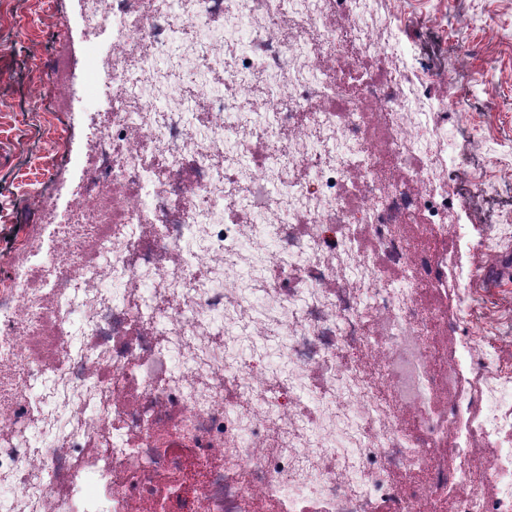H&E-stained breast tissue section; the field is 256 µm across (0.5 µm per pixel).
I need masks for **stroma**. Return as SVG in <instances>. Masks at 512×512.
<instances>
[{
  "label": "stroma",
  "instance_id": "obj_1",
  "mask_svg": "<svg viewBox=\"0 0 512 512\" xmlns=\"http://www.w3.org/2000/svg\"><path fill=\"white\" fill-rule=\"evenodd\" d=\"M387 18L448 133V197L472 236L485 235L512 211V0H389ZM76 49L71 109L53 112L32 93L59 37ZM112 27L88 35L80 0H0V281L13 276L14 245L22 233L49 241L54 227L40 221L38 193L55 190L66 220L86 174L88 128L101 119L112 90L88 74L91 56L105 54ZM484 175L501 187L487 196ZM512 242L492 252L460 243L451 265L470 278L427 291L425 305L447 315L469 305L467 327L476 347L495 364L512 365Z\"/></svg>",
  "mask_w": 512,
  "mask_h": 512
}]
</instances>
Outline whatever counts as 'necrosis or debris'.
I'll list each match as a JSON object with an SVG mask.
<instances>
[{"instance_id": "obj_1", "label": "necrosis or debris", "mask_w": 512, "mask_h": 512, "mask_svg": "<svg viewBox=\"0 0 512 512\" xmlns=\"http://www.w3.org/2000/svg\"><path fill=\"white\" fill-rule=\"evenodd\" d=\"M83 11L91 33L113 20L94 158L67 223L37 200L58 244L17 249L41 255L35 280L0 288L10 512H77L76 463L97 452L112 512H512V376L467 389L459 319L421 301L446 287V243L465 228L449 216L445 136L382 17L362 0ZM360 58L382 76L357 73ZM43 85L67 111L66 43ZM266 186L276 203L255 212ZM408 222L439 239L412 244ZM270 341L282 372L240 350ZM45 375L79 416L33 453L30 428L59 429L35 390ZM189 458L188 498L174 476Z\"/></svg>"}]
</instances>
